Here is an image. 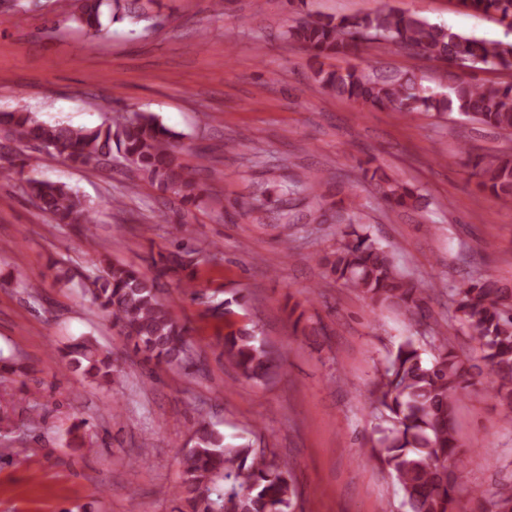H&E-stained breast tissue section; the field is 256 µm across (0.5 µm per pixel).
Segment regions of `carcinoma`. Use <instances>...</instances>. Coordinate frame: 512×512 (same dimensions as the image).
Wrapping results in <instances>:
<instances>
[{
    "label": "carcinoma",
    "instance_id": "carcinoma-1",
    "mask_svg": "<svg viewBox=\"0 0 512 512\" xmlns=\"http://www.w3.org/2000/svg\"><path fill=\"white\" fill-rule=\"evenodd\" d=\"M73 28L95 38L104 23L145 14L143 0H54ZM465 11L495 16L512 25V0H457ZM288 37L316 56L357 54L364 44L385 42L431 62L450 65L457 57L478 70H512V42L490 41L437 25L405 11L383 10L362 17L313 16L297 21ZM314 81L338 97L365 107L400 114L452 112L512 135V82L479 83L462 71L448 92H434L407 73L387 75L356 67L314 72ZM0 130L9 140L38 142L48 152L74 166L99 165L118 153L137 172L164 192L187 202L202 197L203 189L180 158V134L165 127L152 113L134 111L120 123L97 127L48 124L38 113L20 108L0 113ZM478 185L506 205L512 204V156L468 157ZM364 179L376 187L393 210L417 211L422 195L412 185L380 168L363 169ZM321 182L305 177L277 185L280 196L298 191L316 194ZM23 191L58 224L86 234L97 223V212L65 183L26 176ZM359 205H336L334 220L347 225L336 250L323 262L336 280L354 288L373 304L401 312L409 320L430 318L428 300L433 288L403 274L393 252L381 245L359 222ZM201 248L182 240L175 249L149 256L152 271L104 257L90 273L69 266L57 268L65 283L79 278L84 295L112 319L133 351L146 363L188 371L191 329L176 320L161 298L167 277H177L198 264ZM453 317L481 350L491 374V390L502 405L503 418L512 423V289L492 278L462 282L451 289ZM425 349L408 338L391 353L371 390L378 411L370 454L398 483L402 506L409 512H460L458 494L468 481L469 458L459 444L455 425L458 402L466 395L469 375L477 364L466 365L451 339L439 331ZM224 360L248 379L264 381L282 367V357L270 351L256 329L246 326L223 336ZM67 366L98 387L112 385L116 358L97 340L85 336L61 352ZM183 480L178 496L188 512H294L297 489L293 465L276 454L250 444L225 442L224 433L200 419L191 446L179 460ZM472 512H512V477L490 490H472Z\"/></svg>",
    "mask_w": 512,
    "mask_h": 512
}]
</instances>
